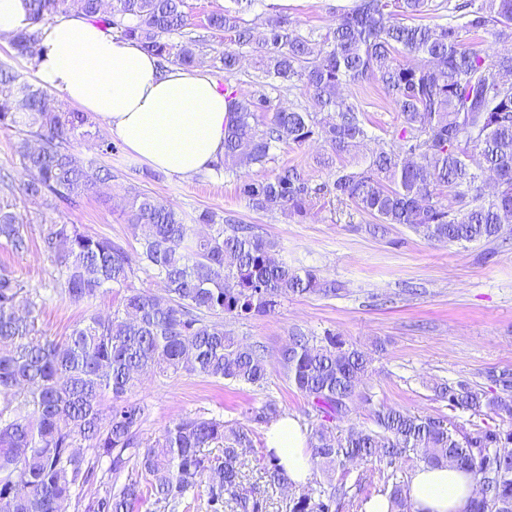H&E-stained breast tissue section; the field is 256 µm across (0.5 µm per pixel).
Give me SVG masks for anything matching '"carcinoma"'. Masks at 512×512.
Returning <instances> with one entry per match:
<instances>
[{"label": "carcinoma", "instance_id": "1", "mask_svg": "<svg viewBox=\"0 0 512 512\" xmlns=\"http://www.w3.org/2000/svg\"><path fill=\"white\" fill-rule=\"evenodd\" d=\"M207 16V28L231 34L239 46L253 42L240 13L252 0H231ZM105 28L134 40L159 66L193 68L203 40L191 30L188 0H25L30 24L11 38L16 55L34 61L42 48L39 26L65 4ZM355 0L320 44L295 34L288 19H268L259 71L290 87L302 86L309 105L280 109L267 93H229L224 171L238 174L273 159L276 144L313 140L329 152L317 163L331 179L314 184L295 165L272 178L243 179L249 206L264 213L307 215L313 203L349 201L381 224H403L430 241L466 245L499 237L512 224V53L490 56L478 38L512 37V0H456L462 26L423 22L428 0ZM467 32L466 38L462 32ZM407 54L414 65L398 62ZM214 60L227 74L239 55L224 50ZM374 81L398 109L402 126L393 144L364 167L349 168L342 155L366 136L368 115L342 93ZM86 112L52 107L47 92L11 67L0 65V127L23 134L16 146L24 171L20 184L0 175V245L23 255L33 243L30 221L17 211L16 192L47 208L76 207L89 192L112 181V169L76 153L73 142L90 134ZM478 153L496 176L488 199L468 159ZM448 191V203L439 201ZM126 221L138 247L129 250L75 224L46 225L40 237L65 277L71 303L92 307L105 287L124 290L122 309L92 314L61 341L38 327L44 299L0 267V512H61L77 489L94 488L84 512H180L185 501L206 512H268L267 500L247 493L240 448L252 447L251 424L280 417L273 401L251 408L247 423L185 415L145 444L138 431L144 408L128 400L146 374L181 371L252 386L267 378L263 350L224 329V316L268 313L288 294L336 295V281L299 271L272 257L273 244L248 224L216 221L203 211L186 222L159 199L131 189ZM144 271L161 280L155 292L135 288ZM288 380L326 420H340L367 372L370 359L336 338L296 332L280 351ZM502 384L492 396L468 382L438 383L437 397L453 408L512 417V373L490 375ZM110 403L104 404L105 397ZM374 427L350 429L339 439L321 424L311 428L312 460L326 473L345 463L376 458L391 466L413 457L426 466L455 464L479 486L466 512H512V429L457 433L442 417L381 406ZM92 450L88 459L77 451ZM128 471L121 485L97 477ZM270 485L290 483L269 454L263 468ZM390 512H409L407 492L395 482ZM336 490L309 488L289 499L288 512H334Z\"/></svg>", "mask_w": 512, "mask_h": 512}]
</instances>
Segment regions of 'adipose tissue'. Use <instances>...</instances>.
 <instances>
[{
	"instance_id": "obj_1",
	"label": "adipose tissue",
	"mask_w": 512,
	"mask_h": 512,
	"mask_svg": "<svg viewBox=\"0 0 512 512\" xmlns=\"http://www.w3.org/2000/svg\"><path fill=\"white\" fill-rule=\"evenodd\" d=\"M38 31L36 75L43 86L88 112L150 167L188 177L223 158L227 99L207 71L160 68L135 41L71 11ZM267 448L294 484L306 483L311 454L297 419L271 423ZM474 489L458 467H420L410 482L411 512H463Z\"/></svg>"
}]
</instances>
